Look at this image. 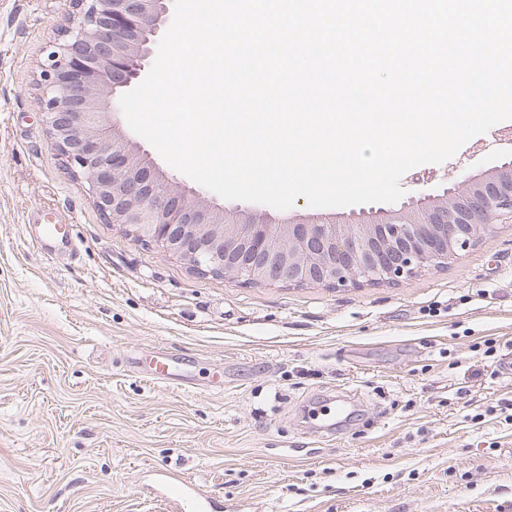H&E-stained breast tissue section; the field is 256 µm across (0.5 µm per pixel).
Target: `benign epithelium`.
<instances>
[{
    "label": "benign epithelium",
    "instance_id": "obj_1",
    "mask_svg": "<svg viewBox=\"0 0 512 512\" xmlns=\"http://www.w3.org/2000/svg\"><path fill=\"white\" fill-rule=\"evenodd\" d=\"M77 10L41 73L46 123L65 167L88 186L107 224L185 261L202 276L242 284H397L455 258L512 220V158L437 196L379 209L360 224L326 214L274 221L265 210H226L165 179L146 153L111 133L102 103L140 78L171 0H70Z\"/></svg>",
    "mask_w": 512,
    "mask_h": 512
}]
</instances>
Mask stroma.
Masks as SVG:
<instances>
[{
  "mask_svg": "<svg viewBox=\"0 0 512 512\" xmlns=\"http://www.w3.org/2000/svg\"><path fill=\"white\" fill-rule=\"evenodd\" d=\"M72 17L0 0V512H166L151 470L231 512H512V223L396 285L197 275L104 223L61 163L41 67ZM510 157L507 120L400 185L436 195ZM47 221L72 253L36 246ZM152 348L191 382L144 377ZM340 393L349 419L317 434Z\"/></svg>",
  "mask_w": 512,
  "mask_h": 512,
  "instance_id": "35a3bbf8",
  "label": "stroma"
}]
</instances>
